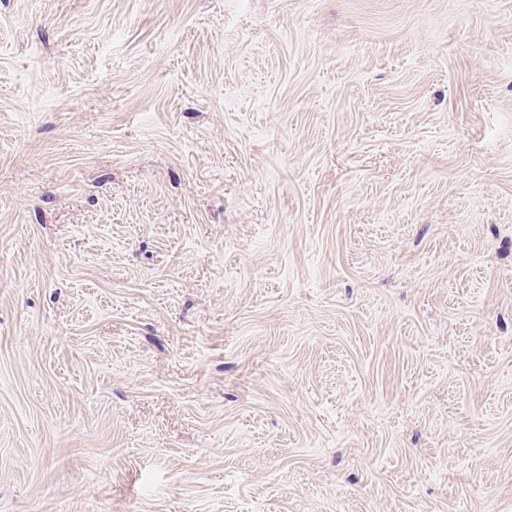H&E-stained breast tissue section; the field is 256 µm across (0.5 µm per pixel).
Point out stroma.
<instances>
[{
	"label": "stroma",
	"instance_id": "35a3bbf8",
	"mask_svg": "<svg viewBox=\"0 0 512 512\" xmlns=\"http://www.w3.org/2000/svg\"><path fill=\"white\" fill-rule=\"evenodd\" d=\"M0 512H512V0H0Z\"/></svg>",
	"mask_w": 512,
	"mask_h": 512
}]
</instances>
